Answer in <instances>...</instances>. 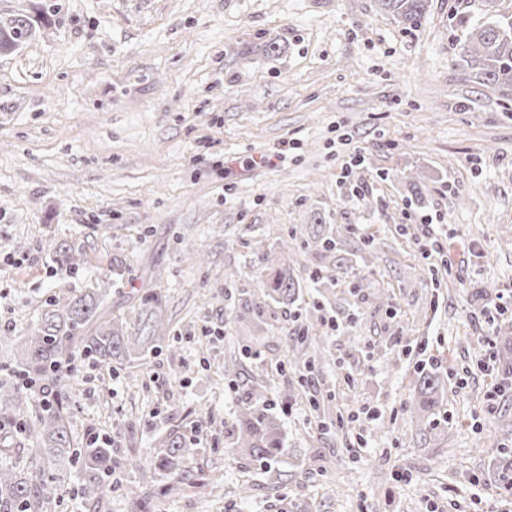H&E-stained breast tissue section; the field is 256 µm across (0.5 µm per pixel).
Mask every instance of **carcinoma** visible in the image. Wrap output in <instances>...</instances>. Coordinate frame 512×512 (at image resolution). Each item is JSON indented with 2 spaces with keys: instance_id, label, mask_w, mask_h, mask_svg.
I'll list each match as a JSON object with an SVG mask.
<instances>
[{
  "instance_id": "carcinoma-1",
  "label": "carcinoma",
  "mask_w": 512,
  "mask_h": 512,
  "mask_svg": "<svg viewBox=\"0 0 512 512\" xmlns=\"http://www.w3.org/2000/svg\"><path fill=\"white\" fill-rule=\"evenodd\" d=\"M498 0H482L483 20L461 30L454 66L474 76L482 85L493 86L507 96L512 92V14L496 9ZM381 10L404 28L418 26L428 8V0H378ZM38 19L18 14L0 20V55L10 54L35 37ZM307 249L322 257L337 250V241L323 224L309 228ZM57 260L75 268L82 251L71 245L53 248ZM254 253L271 269L261 288L263 300L255 303L258 312L273 302L290 305L302 294V286L290 264L281 255L267 251L257 242ZM106 295L102 289H89L68 298L53 297L45 302L36 326L21 337V351L15 360L20 381H0V457H21V463L0 466V512H46L55 497L58 482L68 465L84 461L83 496L90 502L105 491L103 475L113 467L112 449L86 448L77 453L70 423L65 416L64 385L59 371L64 358L80 356L103 361L131 362L152 349L165 337L160 288H146L139 294L138 316L133 323L118 318L103 319L100 309ZM495 357L503 376H512V338L502 337ZM55 387L49 402L36 401L24 383ZM443 376L423 372L405 408L416 415L423 429H438L433 416L438 414L445 393ZM28 429L30 447L17 439L16 427ZM231 449L265 467L277 464L288 454L282 428L268 406L265 392L252 390L251 402L229 431ZM498 495H512V468L504 452ZM141 479L153 486L164 481L167 491L185 484L193 476L187 459V442L175 430L163 440V451L140 466Z\"/></svg>"
}]
</instances>
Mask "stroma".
<instances>
[{
  "label": "stroma",
  "instance_id": "stroma-1",
  "mask_svg": "<svg viewBox=\"0 0 512 512\" xmlns=\"http://www.w3.org/2000/svg\"><path fill=\"white\" fill-rule=\"evenodd\" d=\"M33 12L47 22L0 56V380L62 293L108 289L104 317L130 321L157 287L169 320L140 360L64 367L74 445L111 444L115 478L90 505L68 468L47 512H128L134 462L172 429L222 488L153 493V512H512L493 490L512 391L490 395L512 331V98L451 64L481 0H431L411 30L376 0H0L1 18ZM318 216L350 261L320 291L303 247ZM260 240L289 242L306 289L259 321ZM53 243L80 246L78 268ZM311 336L325 356L289 369ZM431 370L437 445L405 409ZM259 385L288 446L269 469L224 435Z\"/></svg>",
  "mask_w": 512,
  "mask_h": 512
}]
</instances>
